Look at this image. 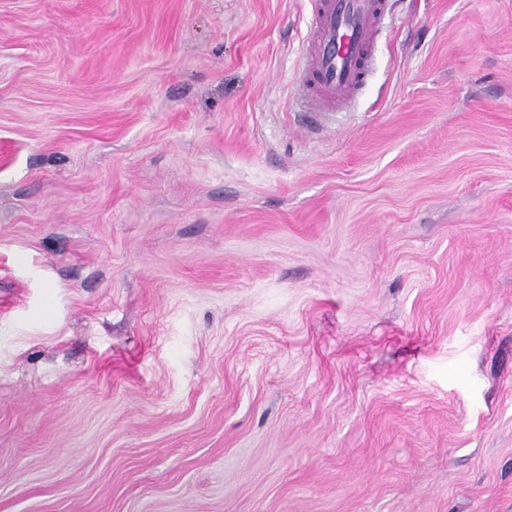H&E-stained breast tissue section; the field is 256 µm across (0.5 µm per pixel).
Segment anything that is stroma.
Instances as JSON below:
<instances>
[{"label":"stroma","mask_w":512,"mask_h":512,"mask_svg":"<svg viewBox=\"0 0 512 512\" xmlns=\"http://www.w3.org/2000/svg\"><path fill=\"white\" fill-rule=\"evenodd\" d=\"M0 0V512H512V0ZM308 61L298 93L312 112L347 108L364 85L382 0H310Z\"/></svg>","instance_id":"35a3bbf8"}]
</instances>
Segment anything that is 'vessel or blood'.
Returning a JSON list of instances; mask_svg holds the SVG:
<instances>
[{
  "instance_id": "obj_1",
  "label": "vessel or blood",
  "mask_w": 512,
  "mask_h": 512,
  "mask_svg": "<svg viewBox=\"0 0 512 512\" xmlns=\"http://www.w3.org/2000/svg\"><path fill=\"white\" fill-rule=\"evenodd\" d=\"M308 61L298 93L307 108H347L364 85L382 24V0H310Z\"/></svg>"
}]
</instances>
